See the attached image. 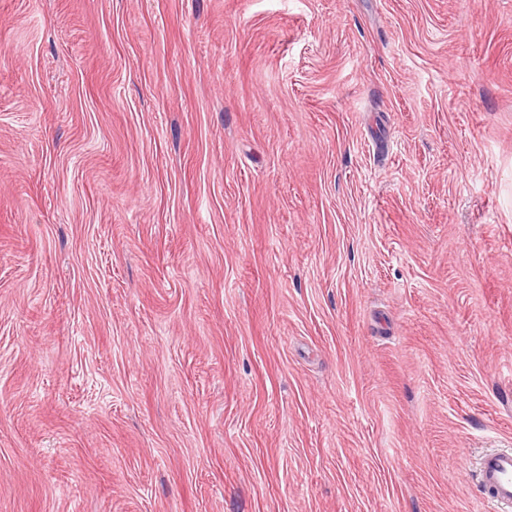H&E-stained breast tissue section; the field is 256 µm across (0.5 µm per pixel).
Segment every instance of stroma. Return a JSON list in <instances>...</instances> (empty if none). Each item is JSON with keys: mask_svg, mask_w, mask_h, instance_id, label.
<instances>
[{"mask_svg": "<svg viewBox=\"0 0 512 512\" xmlns=\"http://www.w3.org/2000/svg\"><path fill=\"white\" fill-rule=\"evenodd\" d=\"M512 0H0V512H491Z\"/></svg>", "mask_w": 512, "mask_h": 512, "instance_id": "obj_1", "label": "stroma"}]
</instances>
